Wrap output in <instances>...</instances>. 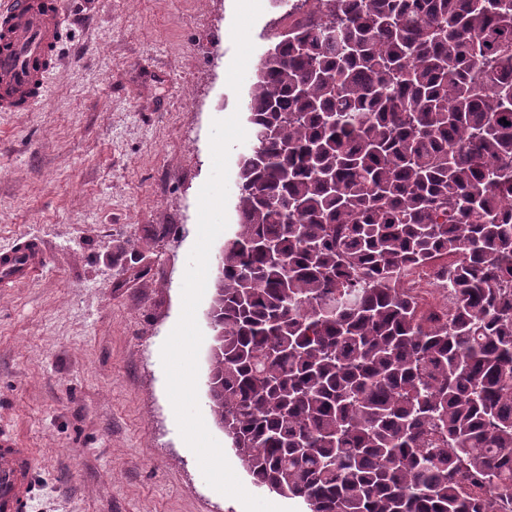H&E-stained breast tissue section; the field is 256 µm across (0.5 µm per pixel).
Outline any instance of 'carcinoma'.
<instances>
[{
  "instance_id": "1",
  "label": "carcinoma",
  "mask_w": 512,
  "mask_h": 512,
  "mask_svg": "<svg viewBox=\"0 0 512 512\" xmlns=\"http://www.w3.org/2000/svg\"><path fill=\"white\" fill-rule=\"evenodd\" d=\"M293 13L244 101L210 410L304 512H512V0ZM441 255L426 316L400 278Z\"/></svg>"
}]
</instances>
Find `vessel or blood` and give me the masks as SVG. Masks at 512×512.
Here are the masks:
<instances>
[{
  "label": "vessel or blood",
  "mask_w": 512,
  "mask_h": 512,
  "mask_svg": "<svg viewBox=\"0 0 512 512\" xmlns=\"http://www.w3.org/2000/svg\"><path fill=\"white\" fill-rule=\"evenodd\" d=\"M68 34L67 0H0V112H30L48 96ZM48 263L34 239L0 250V288L43 275ZM34 451L0 431V512H30Z\"/></svg>",
  "instance_id": "vessel-or-blood-1"
}]
</instances>
